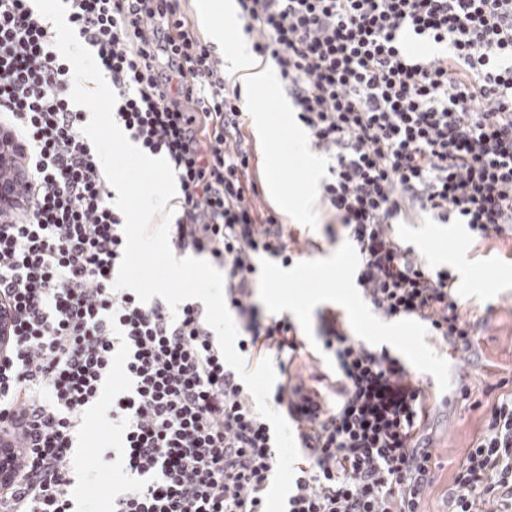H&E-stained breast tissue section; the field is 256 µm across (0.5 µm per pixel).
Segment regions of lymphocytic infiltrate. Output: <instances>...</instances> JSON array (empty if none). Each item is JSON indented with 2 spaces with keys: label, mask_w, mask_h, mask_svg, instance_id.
<instances>
[{
  "label": "lymphocytic infiltrate",
  "mask_w": 512,
  "mask_h": 512,
  "mask_svg": "<svg viewBox=\"0 0 512 512\" xmlns=\"http://www.w3.org/2000/svg\"><path fill=\"white\" fill-rule=\"evenodd\" d=\"M68 22L116 91L114 118L179 182L181 251L224 268V296L248 355L303 347L285 316L253 303L254 259L287 252L260 216L247 173L244 109L183 0H66ZM254 52L272 59L315 148L328 156L321 198L351 240L366 300L386 318L429 323L458 352L452 276L431 270L393 225L425 213L480 236L512 224V0H239ZM441 45L419 56L407 38ZM72 69L31 0H0V123L27 147L22 204L0 215V302L13 311L0 350V431L28 463L0 486V512H75L66 467L115 356L125 388L110 412L133 478L112 512H264L274 437L224 361L205 310L171 315L112 285L124 216L70 98ZM336 356V405L282 381L273 399L304 459L286 512H422L435 465L419 443L427 405L387 348L320 316ZM448 512H512V397L493 403L448 488Z\"/></svg>",
  "instance_id": "obj_1"
}]
</instances>
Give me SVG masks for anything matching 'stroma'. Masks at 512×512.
Returning <instances> with one entry per match:
<instances>
[{
  "label": "stroma",
  "mask_w": 512,
  "mask_h": 512,
  "mask_svg": "<svg viewBox=\"0 0 512 512\" xmlns=\"http://www.w3.org/2000/svg\"><path fill=\"white\" fill-rule=\"evenodd\" d=\"M246 109L259 108L270 120L264 132H257L252 121L242 129L252 153L249 178L260 195L255 200L259 212L277 213L287 224L295 254L291 263L281 258L260 256L255 274V302H262L265 291L295 297L305 305L309 296L321 302L309 312L291 314L301 330L308 350L296 355L290 365L293 383L319 390L327 403H335L336 361L323 351L319 336V316L333 310L342 314L350 333L365 342L386 347L403 358L413 372L434 373L454 397L449 405L428 396V419L420 441L426 444L436 464V481L428 491L425 512H443L448 485L475 436L484 427L487 412L498 397L512 394V235L481 239L464 224H436L430 218H415L413 223L396 225L395 231L411 245L419 259L432 268H445L454 278L456 296L463 319L476 325L477 337L471 351L460 360L446 359L447 342L429 336L423 344H413L411 321L388 319L370 313L361 319L355 310L338 301L342 292L357 293V258L345 235L328 237L326 227L333 217L320 196H313L311 213L299 219L280 209L269 191L271 167H278L280 183L288 190L300 188L304 170L292 144V132L278 118L276 102L256 91L243 95ZM286 267L287 279L271 282L266 278L273 268ZM320 268L319 276L301 279L303 268ZM401 328V335L385 339L376 336L375 327ZM468 389V398H460V389ZM112 404L111 390L87 410L85 428L77 438L71 455V487L77 512H111L112 494L126 485L119 468L107 465L104 454L120 437L107 412Z\"/></svg>",
  "instance_id": "obj_1"
}]
</instances>
